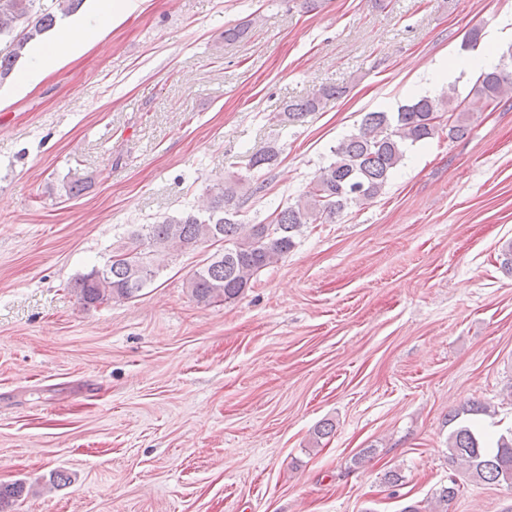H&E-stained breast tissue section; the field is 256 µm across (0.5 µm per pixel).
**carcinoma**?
Instances as JSON below:
<instances>
[{
  "mask_svg": "<svg viewBox=\"0 0 512 512\" xmlns=\"http://www.w3.org/2000/svg\"><path fill=\"white\" fill-rule=\"evenodd\" d=\"M37 2L0 0V42L10 48L0 56L1 80L9 77L27 46L56 23L57 15L39 10ZM474 92L494 106L512 100V63L481 73ZM344 93L339 86H322L311 96L286 104L283 115L298 120ZM468 121L462 103L447 91L414 100L396 112H368L356 131L333 148L334 159L319 169L308 190L263 221L243 224L239 213L264 185L228 179L213 186L205 204L132 231L117 251L121 259L82 275L73 291L84 306L135 298L155 281L166 257L208 243L218 250L190 275L187 288L200 303L236 299L262 269L295 248L304 226L324 224L349 206L376 198L403 163L408 147L445 130L450 139L461 137ZM485 412L486 406L471 402L449 414L448 421L459 425L448 437V461L474 479L512 486V429L499 435L491 450L484 433L465 419ZM24 490L21 483L0 484V512H8Z\"/></svg>",
  "mask_w": 512,
  "mask_h": 512,
  "instance_id": "1",
  "label": "carcinoma"
}]
</instances>
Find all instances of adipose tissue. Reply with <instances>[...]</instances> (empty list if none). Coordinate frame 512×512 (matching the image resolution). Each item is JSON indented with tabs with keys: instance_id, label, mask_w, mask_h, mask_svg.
Wrapping results in <instances>:
<instances>
[{
	"instance_id": "1",
	"label": "adipose tissue",
	"mask_w": 512,
	"mask_h": 512,
	"mask_svg": "<svg viewBox=\"0 0 512 512\" xmlns=\"http://www.w3.org/2000/svg\"><path fill=\"white\" fill-rule=\"evenodd\" d=\"M141 2L142 0H96L94 9L87 15L62 19L49 44L34 47L28 63L17 79L11 85L0 87V110L8 107L16 97L27 93L54 67L92 46L114 24L122 22L137 9ZM508 41H512V14L501 18L486 33L485 47L476 55L474 61L461 62L456 53L451 52L420 68L409 88L411 96L428 95L435 84L453 80L461 72L476 74L492 68L496 63L495 47Z\"/></svg>"
}]
</instances>
